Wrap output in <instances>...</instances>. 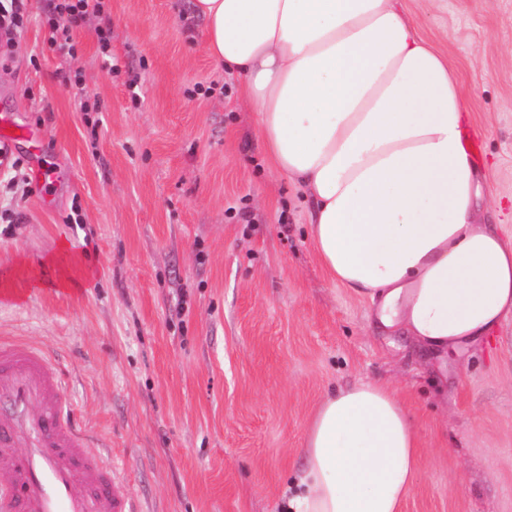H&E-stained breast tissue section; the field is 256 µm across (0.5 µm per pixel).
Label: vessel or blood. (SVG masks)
I'll use <instances>...</instances> for the list:
<instances>
[{"instance_id": "b4317fda", "label": "vessel or blood", "mask_w": 512, "mask_h": 512, "mask_svg": "<svg viewBox=\"0 0 512 512\" xmlns=\"http://www.w3.org/2000/svg\"><path fill=\"white\" fill-rule=\"evenodd\" d=\"M47 143L17 113L0 116V143ZM0 469L11 512H141L88 450L64 399L63 378L41 348L0 337Z\"/></svg>"}]
</instances>
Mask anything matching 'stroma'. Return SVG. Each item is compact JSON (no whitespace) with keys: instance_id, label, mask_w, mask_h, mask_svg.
Returning a JSON list of instances; mask_svg holds the SVG:
<instances>
[{"instance_id":"35a3bbf8","label":"stroma","mask_w":512,"mask_h":512,"mask_svg":"<svg viewBox=\"0 0 512 512\" xmlns=\"http://www.w3.org/2000/svg\"><path fill=\"white\" fill-rule=\"evenodd\" d=\"M45 4L24 0L22 37L0 45V113L49 139L0 166V337L53 356L145 512H282L319 403L357 381L388 385L414 425L404 512H512V323L442 361L331 281L192 0H107L108 68L89 28L75 55L49 47ZM408 6L459 74L511 232L512 0Z\"/></svg>"}]
</instances>
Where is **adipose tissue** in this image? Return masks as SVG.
Instances as JSON below:
<instances>
[{
  "label": "adipose tissue",
  "mask_w": 512,
  "mask_h": 512,
  "mask_svg": "<svg viewBox=\"0 0 512 512\" xmlns=\"http://www.w3.org/2000/svg\"><path fill=\"white\" fill-rule=\"evenodd\" d=\"M217 66L244 79L271 168L301 186L331 280L420 350L484 347L512 321V236L478 220L456 69L406 0H193ZM284 512H402L418 442L385 384L327 394Z\"/></svg>",
  "instance_id": "adipose-tissue-1"
}]
</instances>
